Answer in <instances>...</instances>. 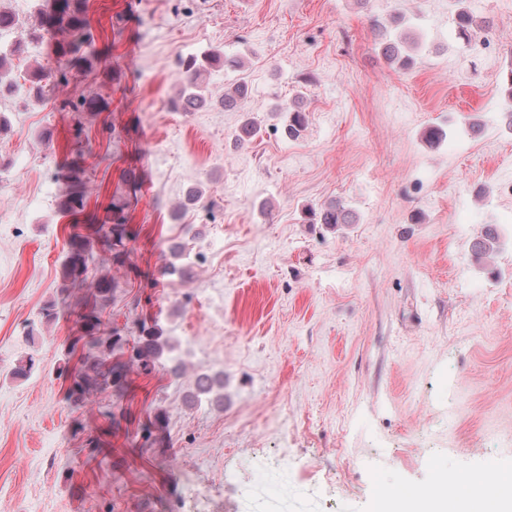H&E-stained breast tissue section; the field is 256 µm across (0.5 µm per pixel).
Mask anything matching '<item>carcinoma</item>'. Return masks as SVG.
<instances>
[{"instance_id": "1", "label": "carcinoma", "mask_w": 512, "mask_h": 512, "mask_svg": "<svg viewBox=\"0 0 512 512\" xmlns=\"http://www.w3.org/2000/svg\"><path fill=\"white\" fill-rule=\"evenodd\" d=\"M87 20L81 8L80 0H53L51 8L38 9V35L34 41L51 39L57 31L64 29L68 32L70 40L59 42L55 46L58 56L66 58L70 67L83 69L91 65V62L82 54L81 48L90 41L87 33ZM489 33L488 26H477L467 11L458 15V34L466 42L484 39ZM7 54L0 50V98L17 94L27 102H38L44 95L43 82L49 79V74L40 70L30 74L29 85L25 86L9 76L5 69ZM239 62L233 56L216 51H207L202 55H190L178 61V67L185 77V85L179 98L173 103L177 112H192L206 102L205 87L201 81L204 73L211 68H236ZM287 113L286 133L290 138H297L305 127L304 113L287 105L281 108ZM85 194L82 182L77 172H72V187L68 194L59 201L58 207L61 213L67 215H79L85 209ZM124 206L118 203L112 204L111 224L101 236L105 250L112 253V257L119 259L125 252V241L128 231L123 215ZM350 210L343 204L330 203L314 213L319 224H346L349 222ZM497 237L492 233H484L473 244L475 255L488 254L495 248ZM90 257L88 243L84 236L76 234L70 242V254L67 266V274L73 280L85 281ZM80 320L87 332L88 340L84 345L90 350L99 351V359L95 368V377L101 384L108 387H122L126 384L130 363L148 371L155 366L165 351L172 350L169 340L163 336V330L158 324L150 327H142L140 334L133 339L130 361L126 362L115 356V352L123 349L128 340L120 336L117 329L112 327V322L102 316L97 307H92L80 314Z\"/></svg>"}]
</instances>
